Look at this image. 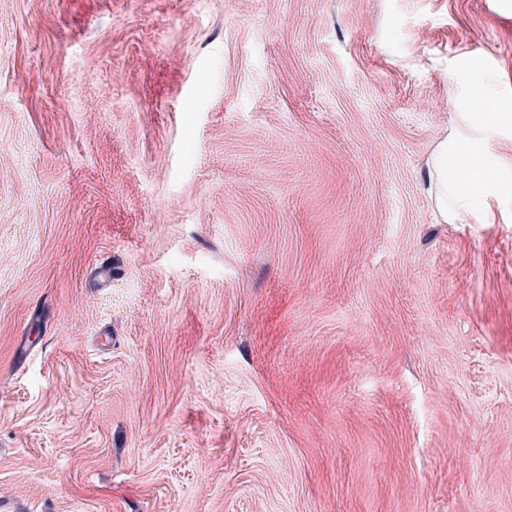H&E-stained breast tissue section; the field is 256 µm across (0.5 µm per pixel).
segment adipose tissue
Masks as SVG:
<instances>
[{"label":"adipose tissue","instance_id":"ef3b65f1","mask_svg":"<svg viewBox=\"0 0 512 512\" xmlns=\"http://www.w3.org/2000/svg\"><path fill=\"white\" fill-rule=\"evenodd\" d=\"M468 133L441 140L427 164V182L436 209L444 219H458L487 211L483 174L489 161L482 152V131L512 124L511 112L468 110Z\"/></svg>","mask_w":512,"mask_h":512}]
</instances>
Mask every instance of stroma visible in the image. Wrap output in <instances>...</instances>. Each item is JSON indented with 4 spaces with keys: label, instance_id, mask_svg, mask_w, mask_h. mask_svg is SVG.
<instances>
[{
    "label": "stroma",
    "instance_id": "35a3bbf8",
    "mask_svg": "<svg viewBox=\"0 0 512 512\" xmlns=\"http://www.w3.org/2000/svg\"><path fill=\"white\" fill-rule=\"evenodd\" d=\"M512 0H0V504L512 512ZM512 184V125L483 136ZM465 114L467 126L478 133L497 125H512L511 112H476L474 108H470ZM482 144V136L475 133L447 136L438 143L428 161V187L445 223L448 218L487 214L482 180L489 161L482 152Z\"/></svg>",
    "mask_w": 512,
    "mask_h": 512
}]
</instances>
